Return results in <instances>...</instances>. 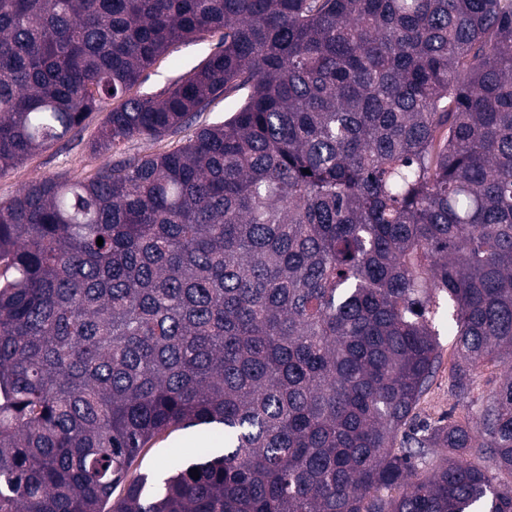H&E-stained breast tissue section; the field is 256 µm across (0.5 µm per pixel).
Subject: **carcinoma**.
Here are the masks:
<instances>
[{
    "label": "carcinoma",
    "mask_w": 512,
    "mask_h": 512,
    "mask_svg": "<svg viewBox=\"0 0 512 512\" xmlns=\"http://www.w3.org/2000/svg\"><path fill=\"white\" fill-rule=\"evenodd\" d=\"M240 90L0 200V512H512V0H0V175ZM443 317L464 414L420 423ZM212 423L199 479L133 472ZM218 37L174 44L148 73V79L134 87L138 94H156L179 75L199 64L215 48ZM242 99V93H230L224 100H217L207 110V112H201L197 117L196 122L192 126L187 127L181 133L166 138L162 141H148L136 139L125 146L121 145V148L129 149L131 152H140L143 154H149L153 152L165 151L173 148L174 146L185 141L187 138L194 135L196 129L200 126L213 122L217 117H227L240 104ZM112 104L91 112L81 127L69 138L52 148L35 154L3 176H0V199L14 196L25 184L43 176L59 174L82 178L91 174L108 157L91 152L89 145ZM501 374L502 370L498 366L489 365L488 367H485L480 375L478 388L475 391V398H478L479 401L487 400L495 390ZM221 426L195 425L180 427L163 435L145 447L135 464L138 473L147 474L155 479L165 477L169 470V461L177 457V462L187 466L197 462L201 454L220 455L224 452V434Z\"/></svg>",
    "instance_id": "obj_1"
}]
</instances>
